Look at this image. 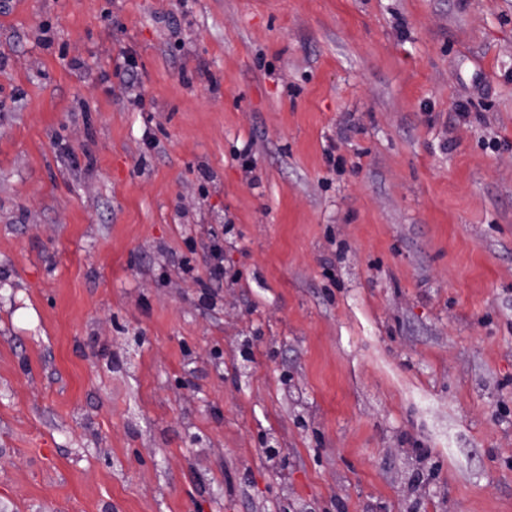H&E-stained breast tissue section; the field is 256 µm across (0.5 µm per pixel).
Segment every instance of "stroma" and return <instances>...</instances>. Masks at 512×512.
I'll list each match as a JSON object with an SVG mask.
<instances>
[{
	"mask_svg": "<svg viewBox=\"0 0 512 512\" xmlns=\"http://www.w3.org/2000/svg\"><path fill=\"white\" fill-rule=\"evenodd\" d=\"M0 512H512V0H0Z\"/></svg>",
	"mask_w": 512,
	"mask_h": 512,
	"instance_id": "1",
	"label": "stroma"
}]
</instances>
